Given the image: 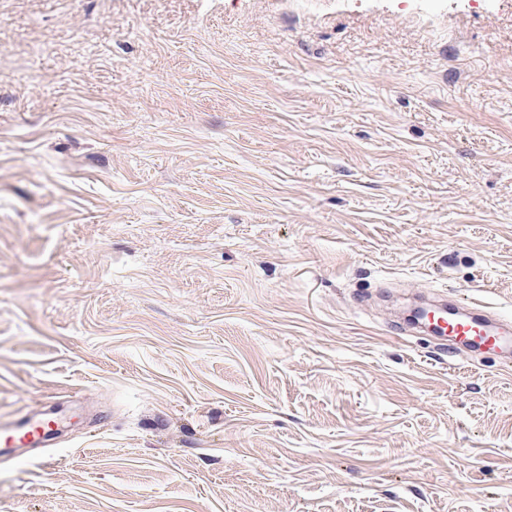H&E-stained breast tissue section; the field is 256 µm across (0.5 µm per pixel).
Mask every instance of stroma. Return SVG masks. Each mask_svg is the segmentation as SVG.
<instances>
[{"mask_svg":"<svg viewBox=\"0 0 512 512\" xmlns=\"http://www.w3.org/2000/svg\"><path fill=\"white\" fill-rule=\"evenodd\" d=\"M512 0H0V512H512ZM422 321L415 310L392 328L400 335H427L448 356L462 350L495 353L504 367L512 364V324L491 311L482 300L463 298L432 304ZM505 358V359H504ZM66 418L56 414L48 417H26L16 421H0V461H9L20 455V447L45 448L52 437L50 431H56L65 423Z\"/></svg>","mask_w":512,"mask_h":512,"instance_id":"35a3bbf8","label":"stroma"}]
</instances>
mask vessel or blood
<instances>
[{
  "instance_id": "obj_1",
  "label": "vessel or blood",
  "mask_w": 512,
  "mask_h": 512,
  "mask_svg": "<svg viewBox=\"0 0 512 512\" xmlns=\"http://www.w3.org/2000/svg\"><path fill=\"white\" fill-rule=\"evenodd\" d=\"M397 330L402 335L429 336L440 350L452 356L465 349L489 351L501 358L503 366L512 365V322L476 298L430 305L426 318L409 314ZM64 422L61 415L0 421V461L12 460L24 447H46L51 431Z\"/></svg>"
}]
</instances>
